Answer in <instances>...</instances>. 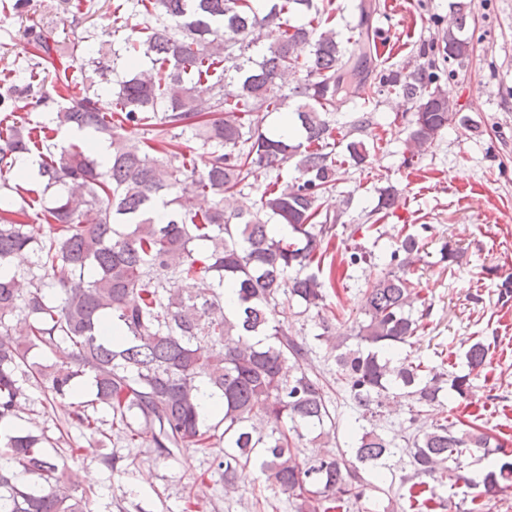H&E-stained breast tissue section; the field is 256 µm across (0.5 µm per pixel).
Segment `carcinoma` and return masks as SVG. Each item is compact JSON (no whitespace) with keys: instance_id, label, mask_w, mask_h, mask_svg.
<instances>
[{"instance_id":"carcinoma-1","label":"carcinoma","mask_w":512,"mask_h":512,"mask_svg":"<svg viewBox=\"0 0 512 512\" xmlns=\"http://www.w3.org/2000/svg\"><path fill=\"white\" fill-rule=\"evenodd\" d=\"M150 5L158 23L110 55L87 42L96 57L76 74L57 67L56 47L28 27L37 54L0 86V187L21 199H0V449L9 459L0 465V512H93L75 473L59 468L48 451L46 430L16 426L29 387L46 380L52 398L72 397L81 376L90 399L71 403L70 428L102 436L98 412L106 411L128 447L152 448L164 458L222 442L218 468L226 490L256 471L288 496L293 512H360L367 491L386 480L396 450L375 427L385 400L404 397L420 413L444 405L445 390L464 399L487 368L490 349L481 341L470 345L464 374L402 354L419 327L406 311L423 251L413 234L396 241L397 268L368 288L364 319H354L349 336L334 342L321 315L335 282L333 271H324L329 232L340 220L319 203L333 187L336 166L326 114L365 90L380 35L371 21L376 6L360 0L356 33L342 42L331 0H268L262 16L251 0ZM296 13L309 20L288 24ZM467 18L459 0L441 49L422 45L412 67L377 72L381 90L415 107L409 140L417 147L457 120L438 87L439 61L462 64L471 56ZM259 25L277 28L279 36L257 52L252 32ZM300 45L309 47L303 61ZM50 69L54 82L47 86L40 74ZM301 70L294 137L263 130L269 114L288 108L282 88ZM108 72L117 91L105 98L94 91L95 76ZM205 82L214 90L207 99L196 93ZM29 97L52 105L49 122L17 112ZM128 125L145 128L148 137L129 143L121 133ZM63 128L108 135V163L53 142ZM176 129L208 155L203 169L183 152ZM24 156L35 159L43 192L60 191L27 200L35 190L16 170ZM295 157L298 177L278 173L259 200H246L241 185L257 170L277 171ZM205 194L215 202L203 211L195 198ZM158 206L166 210L163 223L152 217ZM31 210L44 222L40 238L24 222ZM272 222L287 225L288 234H274ZM23 252L34 260L13 266ZM226 288L235 296L230 310ZM294 305L299 315L316 311L321 333L314 339L336 350L338 381L356 410L346 425L347 455L297 457L304 440L324 447L337 426L323 385L305 366L306 338L275 319L278 308ZM203 386L219 401L211 414L200 402ZM406 445L411 509L445 507L436 486L471 484L468 459L479 452L499 455L482 494L512 488L509 441L486 427L462 429L445 417L410 434ZM63 483L69 490L60 489Z\"/></svg>"}]
</instances>
